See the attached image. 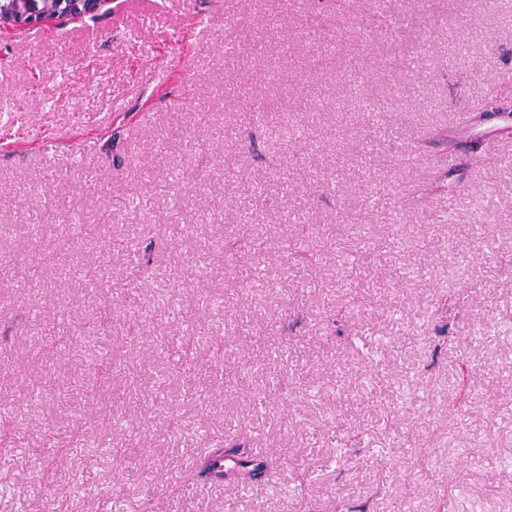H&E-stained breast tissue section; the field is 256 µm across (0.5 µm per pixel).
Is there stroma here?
Listing matches in <instances>:
<instances>
[{
    "label": "stroma",
    "mask_w": 512,
    "mask_h": 512,
    "mask_svg": "<svg viewBox=\"0 0 512 512\" xmlns=\"http://www.w3.org/2000/svg\"><path fill=\"white\" fill-rule=\"evenodd\" d=\"M378 15L109 0L0 27V512L74 484L67 512H512V0H397L361 35ZM423 43L418 96L366 116L351 73L392 97ZM441 131L474 158L449 165ZM85 420L120 467L47 447ZM242 437L268 482L197 477Z\"/></svg>",
    "instance_id": "35a3bbf8"
}]
</instances>
